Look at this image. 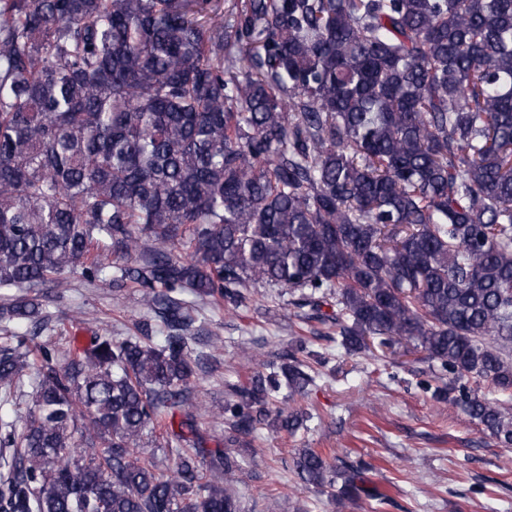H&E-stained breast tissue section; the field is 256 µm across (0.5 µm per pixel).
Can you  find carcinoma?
Wrapping results in <instances>:
<instances>
[{
    "mask_svg": "<svg viewBox=\"0 0 512 512\" xmlns=\"http://www.w3.org/2000/svg\"><path fill=\"white\" fill-rule=\"evenodd\" d=\"M0 0V512H242L232 448L303 420L301 338L227 386L225 447L186 397L198 300L255 284L403 342L421 389L512 445V0ZM142 288L161 343L97 334L61 370L39 292L81 269ZM500 394L481 397L473 385ZM176 447L139 455L166 419ZM282 463L340 503L362 466ZM31 389L24 388V392L14 393L8 399L0 393V418L14 419L17 416L25 415L30 408H33Z\"/></svg>",
    "mask_w": 512,
    "mask_h": 512,
    "instance_id": "obj_1",
    "label": "carcinoma"
}]
</instances>
